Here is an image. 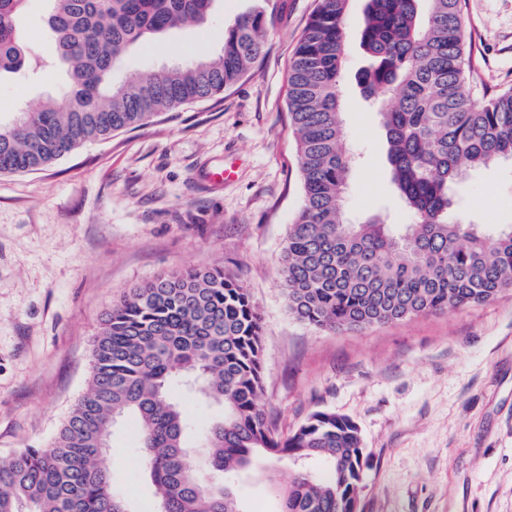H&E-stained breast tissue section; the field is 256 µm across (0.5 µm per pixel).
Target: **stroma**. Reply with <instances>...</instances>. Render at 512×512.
<instances>
[{"label":"stroma","instance_id":"35a3bbf8","mask_svg":"<svg viewBox=\"0 0 512 512\" xmlns=\"http://www.w3.org/2000/svg\"><path fill=\"white\" fill-rule=\"evenodd\" d=\"M252 0H216L211 23L133 49L114 80L218 53ZM318 0H267L281 21L265 56L222 95L85 144L43 170L0 174V461L47 446L84 392L105 312L132 286L187 267L223 265L263 318L260 403L277 434L316 410L353 420L364 442L360 512H512V292L496 301L360 331L296 320L281 291V251L302 201L288 105L294 51ZM364 0L346 16L342 119L358 155L350 221L408 217L390 181L385 131L357 75ZM472 81L512 86V0H462ZM66 75L0 77V122L21 99L55 95ZM233 168L221 184L209 172ZM457 215L493 232L512 225V163L472 171ZM132 422L112 445L114 491L154 512ZM294 468L258 465L234 479L247 512H279Z\"/></svg>","mask_w":512,"mask_h":512}]
</instances>
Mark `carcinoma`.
<instances>
[{
  "instance_id": "carcinoma-1",
  "label": "carcinoma",
  "mask_w": 512,
  "mask_h": 512,
  "mask_svg": "<svg viewBox=\"0 0 512 512\" xmlns=\"http://www.w3.org/2000/svg\"><path fill=\"white\" fill-rule=\"evenodd\" d=\"M46 35L68 66L63 91L0 125V174L41 170L80 146L221 94L264 56L275 17L262 5L224 29L211 57L121 82L136 45L203 26L214 0H53ZM350 0H319L288 77L302 176L283 247L288 311L315 329L359 330L493 301L512 291V228L486 235L452 218L465 176L512 159V87L471 93L461 0H366L359 84L379 105L391 181L412 222H348L354 165L341 112ZM27 0H0V74H35L17 28ZM263 321L221 265L160 275L129 289L92 340L86 391L53 441L0 464V512H131L101 465L124 419L139 429L157 512H244L230 479L263 457L296 471L282 512H358L363 440L357 425L316 410L288 437L258 405ZM219 413L203 428L180 400ZM320 461L325 470L307 468Z\"/></svg>"
}]
</instances>
